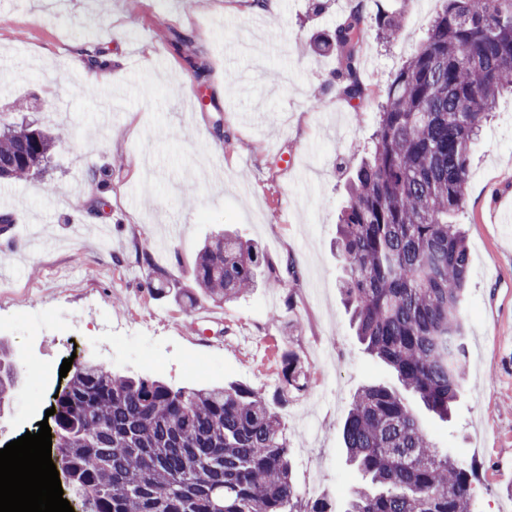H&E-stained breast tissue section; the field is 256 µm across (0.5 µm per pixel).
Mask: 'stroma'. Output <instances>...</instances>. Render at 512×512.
<instances>
[{"label": "stroma", "mask_w": 512, "mask_h": 512, "mask_svg": "<svg viewBox=\"0 0 512 512\" xmlns=\"http://www.w3.org/2000/svg\"><path fill=\"white\" fill-rule=\"evenodd\" d=\"M0 0V113L64 126L72 140L41 177L0 184V214L17 239L0 247V344L20 378L0 410V449L38 430L63 383V359L174 387L250 386L274 397L293 479L344 512L363 486L345 460L341 429L369 384L395 385L368 355L339 290L333 248L345 185L361 161L387 86L416 51L445 0H364L368 21L402 19L392 41L367 33L369 87L348 101L331 76L335 55L311 50L351 0ZM191 35V46L174 42ZM99 48L104 84L89 81L83 51ZM206 66L205 78L195 76ZM118 88L101 99L103 86ZM28 105L14 112L16 102ZM112 173L93 189L88 174ZM196 186L181 195L184 183ZM466 230L469 277L464 388L450 420L411 398L438 451L472 468L473 512H512V95H503L472 149ZM230 230L292 265L282 288L226 303L188 300L196 256ZM148 245L171 281L149 285L135 264ZM57 326L31 333L44 316ZM294 356L302 390H284Z\"/></svg>", "instance_id": "stroma-1"}]
</instances>
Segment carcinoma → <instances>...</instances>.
Segmentation results:
<instances>
[{
    "instance_id": "cac0c4a2",
    "label": "carcinoma",
    "mask_w": 512,
    "mask_h": 512,
    "mask_svg": "<svg viewBox=\"0 0 512 512\" xmlns=\"http://www.w3.org/2000/svg\"><path fill=\"white\" fill-rule=\"evenodd\" d=\"M445 2L388 85L335 241L346 264L340 290L365 351L442 420L467 366L469 256L455 215L473 140L500 94L512 92V0ZM377 26L388 37L401 32L394 15ZM366 29L355 0L315 43L338 55L335 77L349 101L368 95L359 67ZM63 140L60 130L0 122V182L40 174ZM291 270L224 232L198 253L195 285L227 302L262 284L281 288ZM14 386L0 361V408ZM280 402L241 385L173 388L84 364L54 399L53 463L83 512H332L326 499L296 494ZM342 439L365 480L346 512H471L469 470L437 450L398 391L359 389Z\"/></svg>"
}]
</instances>
